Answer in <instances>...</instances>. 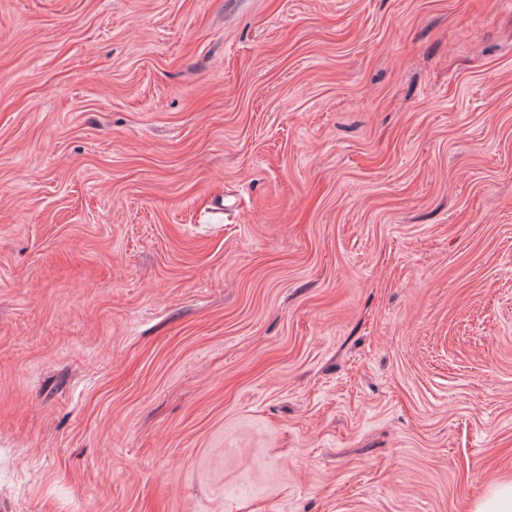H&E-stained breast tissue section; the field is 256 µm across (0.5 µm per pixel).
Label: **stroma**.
Masks as SVG:
<instances>
[{
  "label": "stroma",
  "mask_w": 512,
  "mask_h": 512,
  "mask_svg": "<svg viewBox=\"0 0 512 512\" xmlns=\"http://www.w3.org/2000/svg\"><path fill=\"white\" fill-rule=\"evenodd\" d=\"M498 478L512 0H0V512Z\"/></svg>",
  "instance_id": "35a3bbf8"
}]
</instances>
